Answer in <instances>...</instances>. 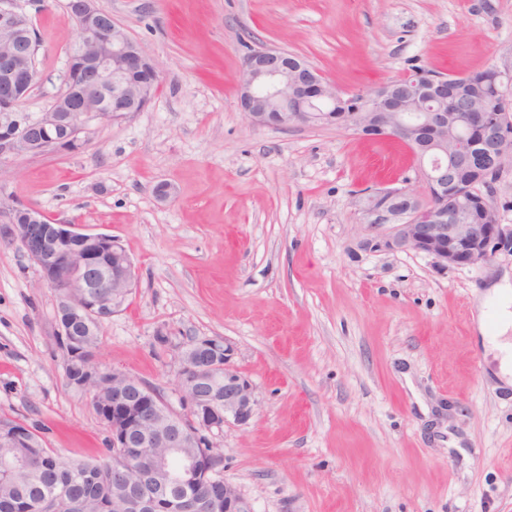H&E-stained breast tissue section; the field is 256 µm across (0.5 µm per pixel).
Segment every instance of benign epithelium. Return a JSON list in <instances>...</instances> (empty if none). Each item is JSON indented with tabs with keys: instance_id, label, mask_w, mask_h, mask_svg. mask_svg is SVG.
<instances>
[{
	"instance_id": "obj_1",
	"label": "benign epithelium",
	"mask_w": 512,
	"mask_h": 512,
	"mask_svg": "<svg viewBox=\"0 0 512 512\" xmlns=\"http://www.w3.org/2000/svg\"><path fill=\"white\" fill-rule=\"evenodd\" d=\"M67 10L80 28L69 65L93 85L70 81L68 92L53 99L32 118L21 105L35 85L30 59L35 56L32 19L18 0H0V41L11 51L0 57V157L64 151L82 142L81 133L94 120L117 119L142 111L159 83L157 61L120 26L103 19L96 0H67ZM504 95L512 93V66L493 67ZM415 95L407 100L378 86L359 92L361 107L338 112L344 103L336 86L319 71L288 53L267 46L251 49L244 59L239 105L253 126L284 129L293 126H336L367 138H397L418 160L426 200L408 186L378 189L358 200L366 223L376 229L391 225L385 241L389 250L414 251L443 268L489 263L508 241L498 224L496 207L480 189L484 203L475 216L462 195L447 196L448 183L483 151L480 177L499 175L512 163V114L499 112L495 100L479 107L464 103L448 77L414 79ZM4 233L37 266L40 277L59 294V336L78 349L91 315L111 318L136 284L133 261L122 242L104 233L82 232L66 220L50 219L34 206L9 210ZM178 370L175 393L185 413L143 381L119 370L112 375V398L98 402L111 418L108 428L114 448L137 452L157 448L152 480L135 485L133 462L120 458L112 479L128 484L126 500L99 503V512H191L186 500L200 485L211 489L208 512H252L238 489L212 471L213 443L208 435L228 422L246 425L258 401L249 379L234 365V349L217 337L195 338L176 345ZM224 373V390L215 373ZM0 446L14 449V465L28 460L31 446L25 434L0 427ZM166 448L181 455L178 476L168 468Z\"/></svg>"
}]
</instances>
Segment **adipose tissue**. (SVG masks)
I'll use <instances>...</instances> for the list:
<instances>
[{
  "label": "adipose tissue",
  "instance_id": "1",
  "mask_svg": "<svg viewBox=\"0 0 512 512\" xmlns=\"http://www.w3.org/2000/svg\"><path fill=\"white\" fill-rule=\"evenodd\" d=\"M478 321H485L488 312H495L499 322L496 337H482L481 343L495 353L497 367L494 379L505 386H512V283L501 282L488 288L478 306Z\"/></svg>",
  "mask_w": 512,
  "mask_h": 512
}]
</instances>
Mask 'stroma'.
I'll use <instances>...</instances> for the list:
<instances>
[{
    "instance_id": "35a3bbf8",
    "label": "stroma",
    "mask_w": 512,
    "mask_h": 512,
    "mask_svg": "<svg viewBox=\"0 0 512 512\" xmlns=\"http://www.w3.org/2000/svg\"><path fill=\"white\" fill-rule=\"evenodd\" d=\"M67 0L28 5L39 38L35 117L64 89ZM160 65L140 112L92 122L76 152L0 159V211L119 238L138 274L95 360L173 396L175 343L223 338L252 382L248 425L211 440L253 512H512V390L489 376L476 297L512 270L391 251L357 196L419 188L397 142L334 126L254 127L238 104L248 47L300 56L344 94L420 67L512 63V0H97ZM172 193L155 195L159 183ZM58 298L0 238V418L66 460L108 433L66 381ZM166 327L172 346L160 345Z\"/></svg>"
}]
</instances>
